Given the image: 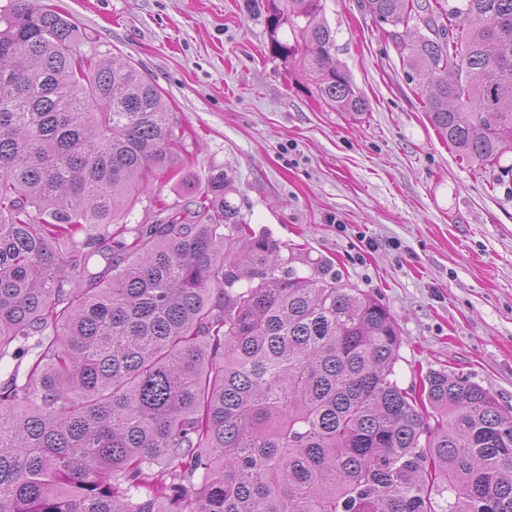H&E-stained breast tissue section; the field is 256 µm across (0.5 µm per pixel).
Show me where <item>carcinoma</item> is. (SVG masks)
<instances>
[{"mask_svg":"<svg viewBox=\"0 0 512 512\" xmlns=\"http://www.w3.org/2000/svg\"><path fill=\"white\" fill-rule=\"evenodd\" d=\"M253 4L283 64L366 111L324 0ZM363 8L448 146L512 181V0ZM185 135L68 15L0 6V359L39 348L0 385V512H512V411L444 368L400 386L387 308L240 223L223 172L127 224Z\"/></svg>","mask_w":512,"mask_h":512,"instance_id":"carcinoma-1","label":"carcinoma"}]
</instances>
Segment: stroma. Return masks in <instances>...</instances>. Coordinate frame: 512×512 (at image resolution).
I'll return each mask as SVG.
<instances>
[{"label": "stroma", "mask_w": 512, "mask_h": 512, "mask_svg": "<svg viewBox=\"0 0 512 512\" xmlns=\"http://www.w3.org/2000/svg\"><path fill=\"white\" fill-rule=\"evenodd\" d=\"M45 2L155 81L190 134L196 183L224 172L240 222L381 300L402 386L445 368L512 409V190L439 137L361 0H325L333 57L367 103L357 115L273 57L249 0Z\"/></svg>", "instance_id": "stroma-1"}]
</instances>
